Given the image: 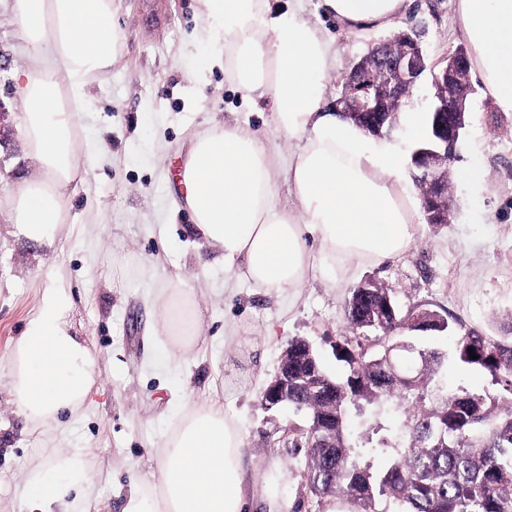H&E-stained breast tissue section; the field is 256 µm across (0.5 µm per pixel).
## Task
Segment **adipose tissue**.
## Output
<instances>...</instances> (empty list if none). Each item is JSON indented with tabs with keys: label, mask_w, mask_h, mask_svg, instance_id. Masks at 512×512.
<instances>
[{
	"label": "adipose tissue",
	"mask_w": 512,
	"mask_h": 512,
	"mask_svg": "<svg viewBox=\"0 0 512 512\" xmlns=\"http://www.w3.org/2000/svg\"><path fill=\"white\" fill-rule=\"evenodd\" d=\"M200 27L185 42L194 77L205 84L223 69L241 96L269 101L288 139L287 203H279L274 160L264 136L237 121L193 135L183 155L187 186L176 209L217 254L234 283L279 297L297 296L311 273L328 283L347 277L351 260L381 264L412 248L419 234L414 189L400 148L357 127L324 99L336 69L334 39L296 7L272 12L269 0H199ZM409 0H320L324 14L349 31L393 28ZM116 0H14L15 36L26 63L12 78L16 125L34 165L6 213L16 237L52 250L80 171L74 131L86 90L119 59L126 33ZM462 35L471 64L504 111H512V0H460ZM156 335L164 357L183 362L193 345L183 327L199 330L203 306L183 277L155 297ZM68 298L44 289L0 381L17 413L44 420L79 404L91 381L84 349L64 327ZM149 479L133 476L123 512H244V440L240 424L211 403L187 402L160 448ZM63 471L67 485L47 483ZM88 477L76 450H53L23 485L29 500L65 497Z\"/></svg>",
	"instance_id": "1"
}]
</instances>
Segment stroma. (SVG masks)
Instances as JSON below:
<instances>
[{
	"mask_svg": "<svg viewBox=\"0 0 512 512\" xmlns=\"http://www.w3.org/2000/svg\"><path fill=\"white\" fill-rule=\"evenodd\" d=\"M12 7L13 0H0V199L32 172L14 120L11 71L24 53ZM119 16L127 33L119 61L89 86L92 105L76 129L84 151L101 146L111 160L82 166L55 255L36 256L0 217V358L25 331L45 286L59 281L70 297L67 327L91 359L95 379L77 408L45 422L16 413L9 389L0 387V512H69L70 501L46 506L21 495L23 474L56 448L84 453L87 512H122L130 467L151 470L148 451L162 444L184 400L218 404L240 421L246 512H314L306 451L287 435L307 429L309 418L289 408L265 409L260 392L294 338L313 346L329 375L345 376L336 343L350 291L366 281L392 288L402 311L422 306L512 340V112L474 82L458 153L464 164L480 159L486 180L480 186L453 180L451 222L420 224L415 245L400 258L358 266L334 287L309 281L293 301L244 286L229 300L223 264H199L206 246L189 215L169 208L179 193L170 164L214 116L261 130L276 164L287 162L288 142L268 104L241 98L223 70H214L207 86L194 81L183 44L200 23L198 0H120ZM403 25L418 32L432 64L465 44L459 0H411ZM387 36L384 30L337 33L327 102L340 96L346 72ZM177 273L208 313L192 356L174 368L165 365L151 334L157 321L151 298ZM435 345L445 367L433 390L501 396L488 372L459 361L454 335Z\"/></svg>",
	"mask_w": 512,
	"mask_h": 512,
	"instance_id": "35a3bbf8",
	"label": "stroma"
}]
</instances>
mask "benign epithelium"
Wrapping results in <instances>:
<instances>
[{"mask_svg":"<svg viewBox=\"0 0 512 512\" xmlns=\"http://www.w3.org/2000/svg\"><path fill=\"white\" fill-rule=\"evenodd\" d=\"M434 88V135L436 145L415 151L411 156L416 177L428 184L426 209L430 223L443 224L448 204L450 172L448 162L456 155L464 130L469 123L467 95L455 87L470 81V57L460 47L447 57L446 64L435 70L427 68L421 42L407 31H400L377 46L356 63L344 77L342 96L334 107L343 115L383 127L389 107L407 92L411 93L425 76ZM288 401V378L278 370L274 380L263 390L262 402L271 408Z\"/></svg>","mask_w":512,"mask_h":512,"instance_id":"obj_1","label":"benign epithelium"}]
</instances>
